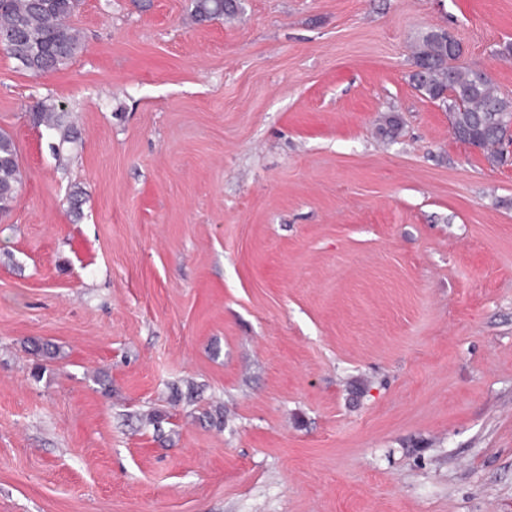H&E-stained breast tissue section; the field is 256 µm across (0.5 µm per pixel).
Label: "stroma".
I'll return each instance as SVG.
<instances>
[{"mask_svg": "<svg viewBox=\"0 0 512 512\" xmlns=\"http://www.w3.org/2000/svg\"><path fill=\"white\" fill-rule=\"evenodd\" d=\"M190 5L0 50V512H512V154L411 80L442 28L512 98V0ZM194 21L219 20L234 12L233 0H192ZM38 124L44 123L50 130H54L60 137V141L69 142L71 130L64 123L63 116L60 115L56 103L46 100H39L31 107ZM21 184L17 149L13 139L0 133V212L9 210Z\"/></svg>", "mask_w": 512, "mask_h": 512, "instance_id": "35a3bbf8", "label": "stroma"}]
</instances>
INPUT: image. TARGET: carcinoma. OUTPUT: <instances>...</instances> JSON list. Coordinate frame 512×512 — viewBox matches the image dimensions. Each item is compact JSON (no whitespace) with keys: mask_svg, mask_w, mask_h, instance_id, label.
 <instances>
[{"mask_svg":"<svg viewBox=\"0 0 512 512\" xmlns=\"http://www.w3.org/2000/svg\"><path fill=\"white\" fill-rule=\"evenodd\" d=\"M79 0H0V34H8L28 49L31 71H55L67 65L82 47L70 18ZM234 12L233 0H192L194 21L219 20ZM461 45L446 42L444 30L423 32L414 46L417 70L415 89L448 110L456 140L485 152L498 161V146L512 128V100L502 97L492 79L481 70L455 64ZM36 120L68 142L71 130L56 103L39 100L31 107ZM21 184L17 149L13 139L0 133V212L9 210Z\"/></svg>","mask_w":512,"mask_h":512,"instance_id":"carcinoma-1","label":"carcinoma"}]
</instances>
